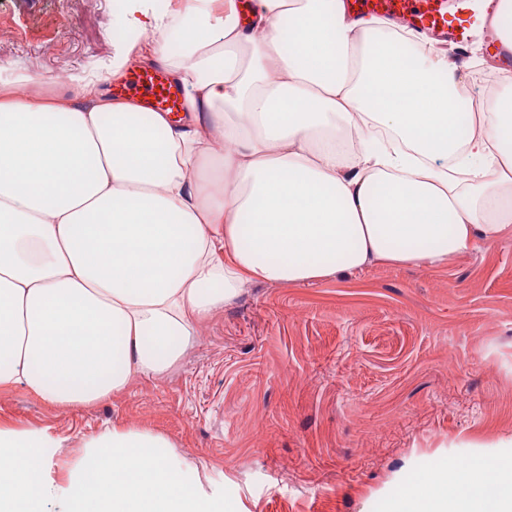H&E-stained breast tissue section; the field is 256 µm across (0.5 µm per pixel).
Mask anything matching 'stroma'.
Returning <instances> with one entry per match:
<instances>
[{
	"label": "stroma",
	"mask_w": 512,
	"mask_h": 512,
	"mask_svg": "<svg viewBox=\"0 0 512 512\" xmlns=\"http://www.w3.org/2000/svg\"><path fill=\"white\" fill-rule=\"evenodd\" d=\"M118 0H0V76L74 75L110 97ZM0 427L61 442L66 479L104 429L167 438L224 485V512H401L402 492L465 459L512 457V241L447 266L376 265L254 283L197 325L163 377L63 407L0 388Z\"/></svg>",
	"instance_id": "stroma-1"
}]
</instances>
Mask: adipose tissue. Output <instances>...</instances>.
I'll return each mask as SVG.
<instances>
[{"mask_svg":"<svg viewBox=\"0 0 512 512\" xmlns=\"http://www.w3.org/2000/svg\"><path fill=\"white\" fill-rule=\"evenodd\" d=\"M113 71L164 62L182 110L0 81V385L61 406L159 378L247 284L444 267L512 233V95L343 0H121ZM0 428V512H224L163 436L107 429L70 480ZM406 487L404 512H512V459Z\"/></svg>","mask_w":512,"mask_h":512,"instance_id":"obj_1","label":"adipose tissue"}]
</instances>
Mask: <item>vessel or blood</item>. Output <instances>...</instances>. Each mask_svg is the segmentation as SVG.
Segmentation results:
<instances>
[{
  "mask_svg": "<svg viewBox=\"0 0 512 512\" xmlns=\"http://www.w3.org/2000/svg\"><path fill=\"white\" fill-rule=\"evenodd\" d=\"M348 7L359 8L387 18L406 22L413 30L432 32L456 42H465L480 21L464 9H449L448 0H346ZM114 95L142 98L146 108L158 112H179L176 84L162 71L128 73L113 88Z\"/></svg>",
  "mask_w": 512,
  "mask_h": 512,
  "instance_id": "1",
  "label": "vessel or blood"
}]
</instances>
